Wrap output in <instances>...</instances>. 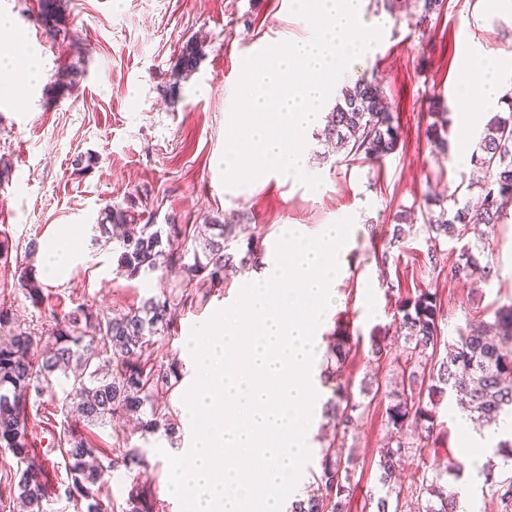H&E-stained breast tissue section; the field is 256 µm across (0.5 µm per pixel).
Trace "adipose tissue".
<instances>
[{"label":"adipose tissue","mask_w":512,"mask_h":512,"mask_svg":"<svg viewBox=\"0 0 512 512\" xmlns=\"http://www.w3.org/2000/svg\"><path fill=\"white\" fill-rule=\"evenodd\" d=\"M463 62L462 75L458 82L457 97L463 109L460 118L462 129H469L475 116L468 108L473 95H481L490 102H499L501 87L495 81V74L501 68L498 56L478 53L471 46L460 49ZM84 252L75 233L60 230L50 235L40 248L39 271L49 280L63 276L72 266L80 262Z\"/></svg>","instance_id":"adipose-tissue-1"}]
</instances>
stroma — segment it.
<instances>
[{"label": "stroma", "instance_id": "35a3bbf8", "mask_svg": "<svg viewBox=\"0 0 512 512\" xmlns=\"http://www.w3.org/2000/svg\"><path fill=\"white\" fill-rule=\"evenodd\" d=\"M38 3L0 0V16L10 21L8 33L0 32V52L12 47V33L23 34L45 72L38 86L28 88L22 70L0 71V157L7 164L0 175V239H8L12 255L10 263L0 262V307L8 308L21 326L46 331L50 313H64L76 301L115 314L170 291L171 279L159 271L126 278L111 245L97 238L95 226L104 208L129 198L135 201L130 212L135 224H202L210 218L233 223L245 217L261 234L267 261L274 259L286 225L313 231L353 217L343 257L346 274L326 329L357 339L343 375L356 401L369 376L385 382L393 374L390 362L372 361L369 336L393 333L398 298L419 288L437 290L445 310L444 337L451 342L467 317L512 299V211L490 239L495 276L488 285L449 278L457 242L444 244L434 267L425 263L426 245L418 231L398 246L389 244L397 215L416 221L426 195L463 198L477 178L473 168L431 152L427 107L430 99H438L450 109L451 126H458L456 85L465 43L500 56V82L512 89V8L501 0H446L443 12L420 28L365 0L364 18L382 26V38L341 80L380 83L396 108L402 142L383 163H340L325 156L321 128L312 129L305 139L306 165L323 179L315 190L275 176L228 187L214 165L227 141L244 59L308 34L290 11L291 0H62L72 33L68 40L37 23ZM191 39L200 42L202 56L173 99L167 93L171 71L182 44ZM80 155L95 159L83 173L73 165ZM67 226L79 231L87 259L65 277L47 282L45 306L34 307L15 286L16 269L26 260L29 241H43ZM386 249L391 260L383 268L377 256ZM240 278L227 272L223 287L177 319L167 344L183 364L168 397L173 413H180L195 369L187 346L190 332L235 301ZM61 404V397L45 398L51 422L34 426L31 433L34 448L46 455L45 478L56 486L66 472L60 453L51 448L50 426L63 422ZM458 414L455 399L445 398L439 407L441 432L427 448L428 458L458 452ZM386 434L382 412L373 408L348 435L356 459L355 505L377 490L376 450ZM130 442L143 449L148 466L136 477L116 475L108 481L103 500L109 512H125L136 485L146 487L164 512H182L179 500L165 490L164 455L189 447L191 430L180 429L173 440L135 430ZM448 487L465 498L469 512H503L474 467L449 480Z\"/></svg>", "mask_w": 512, "mask_h": 512}]
</instances>
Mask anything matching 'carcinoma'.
<instances>
[{
  "instance_id": "cac0c4a2",
  "label": "carcinoma",
  "mask_w": 512,
  "mask_h": 512,
  "mask_svg": "<svg viewBox=\"0 0 512 512\" xmlns=\"http://www.w3.org/2000/svg\"><path fill=\"white\" fill-rule=\"evenodd\" d=\"M394 15L402 13L416 27L440 14L445 0H373ZM39 21L53 34L68 32L61 0H39ZM201 55L196 41L183 45L172 70L169 97H177L180 81L194 72ZM508 111L496 113L485 124L471 163L485 173L477 200L425 198L421 215L427 258L437 263L440 247L447 240H460L469 233L477 243L465 244L450 267L452 278H472L486 283L494 277L487 261L486 242L512 205V196H502L501 187L512 188V95L503 97ZM433 118L426 130L431 151L448 154L449 125L445 107L435 99L428 105ZM326 141L334 144L343 159L381 162L400 145V127L392 105L380 85L362 79L342 87L331 112L326 115ZM127 206L104 209L98 224L101 237L115 244L118 269L129 279L147 276L159 269L179 279L162 296L118 315L92 310L76 303L62 316H53L45 336H35L14 322L7 309H0V448L16 461V482L6 495L0 493V512L17 503L21 512H46L45 505L63 496L83 512H107L102 499L105 476L122 470L126 476L147 466L143 450L130 444L129 436L114 430L109 450L94 445L79 428L104 425L117 419L139 416L141 432L170 437L179 429L166 405L181 376L177 355L158 360L144 358L152 347L162 349L176 323V310L191 307L195 288L224 287V271L235 265L246 268L262 254L260 234L249 224H127ZM17 287L38 307L45 291L35 269L18 268ZM397 336L404 339L395 387L384 392L389 436L377 449L379 494L369 495L363 508L372 512H455L456 500L448 493V477H457L465 463L448 455L446 465H435L424 457L437 430L438 409L451 396L476 416L481 426H496L512 417V301L497 304L491 321H467L446 356H437L445 316L437 293L418 289L396 305ZM351 337L336 334L328 368L336 380V398L325 403L323 417L336 433L320 451L318 470L311 471L321 493L296 503L289 512H353V453L345 448L370 405L353 403L345 396L342 366L350 352ZM370 353L380 360L388 355V337L369 336ZM65 393L63 404L72 408L74 420L53 439L70 475L63 487L44 480L42 459L30 440L32 410L40 398L55 387ZM417 430L416 439L407 440ZM417 460L410 483L400 481L399 462L406 455ZM498 464L488 459L479 470L493 498L512 505V477H504ZM128 512H157V502L145 492L128 499Z\"/></svg>"
}]
</instances>
